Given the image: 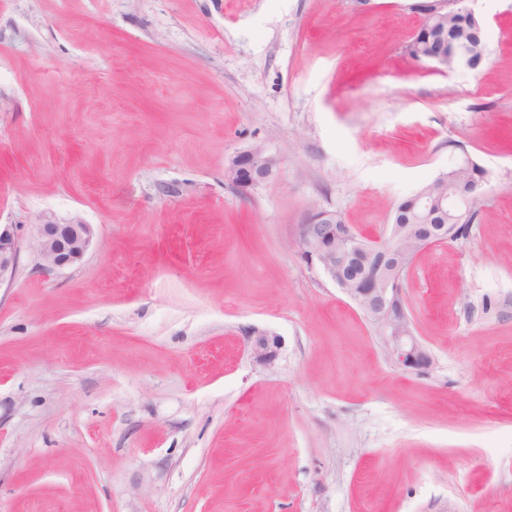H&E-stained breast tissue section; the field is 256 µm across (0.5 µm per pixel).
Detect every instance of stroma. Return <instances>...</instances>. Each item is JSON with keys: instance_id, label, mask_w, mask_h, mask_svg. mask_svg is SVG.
Instances as JSON below:
<instances>
[{"instance_id": "1", "label": "stroma", "mask_w": 512, "mask_h": 512, "mask_svg": "<svg viewBox=\"0 0 512 512\" xmlns=\"http://www.w3.org/2000/svg\"><path fill=\"white\" fill-rule=\"evenodd\" d=\"M415 2L0 0V224L95 231L0 288V512H512V0H466L486 53L447 72L404 52ZM257 144L280 170L243 194ZM469 159L405 372L294 241L321 209L386 238ZM279 169L280 164L271 156H266L261 147H250L229 161L224 176L232 186L247 191L269 180ZM459 167L454 168L448 171V173L432 180L423 186L416 194L404 199L397 206L391 216L390 224L387 226L386 231L388 233V237L390 236L393 241L399 237L401 229L392 224H419L411 228V231L416 238L418 250L408 261V266L412 262L414 256H416L422 249L451 241L458 224L459 227L455 240L466 236L470 224H474L477 220L480 211V199L465 219L457 220L448 216V225L429 224L432 220L440 221L441 219L438 216L433 217L428 210L420 209L416 203V199L421 193H424L431 198H438L442 193L448 192L447 195L438 200L437 205L439 210L442 212L448 211L458 213L462 217L467 215L471 209L472 199H475L476 194H478L476 190L480 183L475 185L474 192L470 196L458 198L456 195L467 196L471 190L472 184L475 181H480L481 177L484 175V170L479 165L471 163L464 166V173H460L458 171ZM448 184L452 185L456 195L448 190ZM29 245L43 270H62L82 260L93 243V226L81 219L59 221L42 215L31 224ZM245 344L253 361L269 369L275 365L282 341L268 332L252 330L247 333Z\"/></svg>"}]
</instances>
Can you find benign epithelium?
<instances>
[{"mask_svg": "<svg viewBox=\"0 0 512 512\" xmlns=\"http://www.w3.org/2000/svg\"><path fill=\"white\" fill-rule=\"evenodd\" d=\"M462 0H430L432 11L423 16L450 10L464 13ZM437 69L464 67L474 69L479 65L470 45L454 43L422 59ZM280 169L276 160L264 154L260 147H251L239 152L228 163L224 176L232 186L246 191L269 180ZM476 194L459 198L450 192L438 200L439 210L454 212L462 216L471 209ZM455 224H419L411 228L418 249L443 244L453 239ZM338 230L334 224L314 222L301 226L297 241L300 253L312 259L331 282L336 283V270L343 267L346 254L336 251ZM93 243V226L81 219L59 221L52 215H42L31 225L29 245L39 259V266L47 271L62 270L82 260ZM361 248L375 256L360 278L361 287L350 288L337 283V287L355 303L381 336L390 359L401 369L422 372L431 367L433 359L414 335L405 307L397 299V289L391 287L386 259L392 248L386 242L371 240L358 243ZM22 241L19 225L0 224V287L11 282L17 269ZM246 348L253 361L267 369L274 367L281 339L265 331L252 330L246 335Z\"/></svg>", "mask_w": 512, "mask_h": 512, "instance_id": "obj_1", "label": "benign epithelium"}]
</instances>
